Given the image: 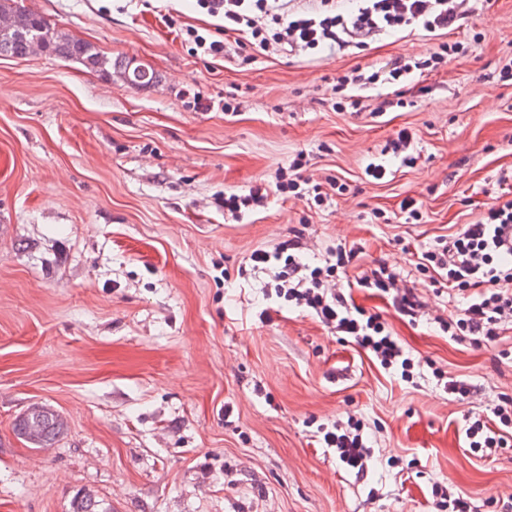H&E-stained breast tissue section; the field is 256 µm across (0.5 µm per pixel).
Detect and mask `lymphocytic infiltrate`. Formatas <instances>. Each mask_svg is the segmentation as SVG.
Here are the masks:
<instances>
[{
  "instance_id": "obj_1",
  "label": "lymphocytic infiltrate",
  "mask_w": 512,
  "mask_h": 512,
  "mask_svg": "<svg viewBox=\"0 0 512 512\" xmlns=\"http://www.w3.org/2000/svg\"><path fill=\"white\" fill-rule=\"evenodd\" d=\"M199 8L220 18L219 34L194 26L182 29L181 36L192 53L226 57L236 49L258 53L290 55L308 50L344 52L364 46L367 40L405 29L420 28L434 33L455 26L462 18L458 0H358L355 10L338 11L336 0H319L316 8L295 6L293 0H196ZM460 51L459 43L439 42L425 54L395 61L388 70L365 73L352 69L333 88L334 106L339 111H360L362 102L355 88L367 84H400L418 73L447 67ZM303 157L278 167L272 181L258 184L242 194H224V212L239 217L243 211L263 206L269 194L282 198L312 196L315 203L326 199L321 184L306 185ZM512 228V192H504L486 203L480 219L465 224L448 237L422 251L417 269L432 273L433 285L465 293L463 307L448 316L436 317L440 330L451 337H471L476 344L500 343L512 329V243L504 237ZM301 237L282 241L274 251H254L255 266L270 271L268 292L276 299L299 308L337 335L346 336L369 352L389 372L402 380L413 377V358L386 320L376 312L355 304L351 294L335 287L339 275L347 273L353 250L337 245L334 262L313 266L304 263ZM357 284L391 295L395 310L410 320L423 314L424 304L411 288L398 285L396 272L381 263L361 276ZM364 425L356 417L346 422L319 425L317 442L333 450L337 460L356 478L367 475L373 450L363 439ZM471 452L489 458L512 447V400L503 399L491 407L489 415H477L465 430Z\"/></svg>"
}]
</instances>
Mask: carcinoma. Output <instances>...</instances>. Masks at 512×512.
Returning <instances> with one entry per match:
<instances>
[{
  "mask_svg": "<svg viewBox=\"0 0 512 512\" xmlns=\"http://www.w3.org/2000/svg\"><path fill=\"white\" fill-rule=\"evenodd\" d=\"M9 23L0 26V56L24 58L33 53L75 62L105 77H112V58L92 44L75 39L55 28L42 15L0 0V16ZM123 77L132 83L149 84L156 79L153 71L129 64H118ZM16 435L41 448L55 444L64 432V421L51 409L35 405L14 424Z\"/></svg>",
  "mask_w": 512,
  "mask_h": 512,
  "instance_id": "1",
  "label": "carcinoma"
}]
</instances>
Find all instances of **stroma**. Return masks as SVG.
I'll list each match as a JSON object with an SVG mask.
<instances>
[{
	"label": "stroma",
	"mask_w": 512,
	"mask_h": 512,
	"mask_svg": "<svg viewBox=\"0 0 512 512\" xmlns=\"http://www.w3.org/2000/svg\"><path fill=\"white\" fill-rule=\"evenodd\" d=\"M16 2L156 80L0 56V512H70L79 493L107 512H429L436 483L479 512L511 498L512 448L474 456L465 425L512 398V356L500 354L512 330L498 346L437 332L448 292L416 262L512 191V81L500 75L512 0H471L446 36L465 53L405 85L360 89V112L333 109L339 77L424 54L438 35L211 58L178 36L216 27L194 0ZM386 98L394 107L379 111ZM403 130L409 164L382 154ZM300 154L307 176L336 179L326 205L273 194L225 216V190L248 192ZM372 163L383 179L367 175ZM407 198L422 220L400 215ZM296 233L312 264L343 244L352 273L383 262L420 295L412 322L353 292L410 351L412 381L266 299L270 274L249 257ZM439 370L474 386L470 402L444 392ZM34 403L65 422L51 447L13 431ZM351 415L374 450L361 481L313 439Z\"/></svg>",
	"instance_id": "stroma-1"
}]
</instances>
